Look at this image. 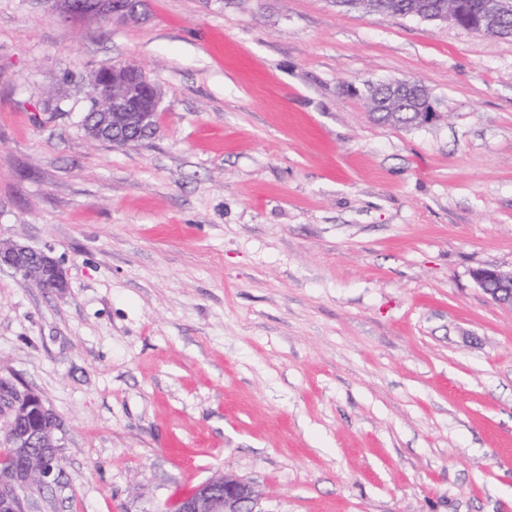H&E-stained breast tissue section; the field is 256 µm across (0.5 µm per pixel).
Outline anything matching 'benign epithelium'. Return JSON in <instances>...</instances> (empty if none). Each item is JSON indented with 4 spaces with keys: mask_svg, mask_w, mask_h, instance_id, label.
Segmentation results:
<instances>
[{
    "mask_svg": "<svg viewBox=\"0 0 512 512\" xmlns=\"http://www.w3.org/2000/svg\"><path fill=\"white\" fill-rule=\"evenodd\" d=\"M63 13L78 19L94 16L104 21L138 23L146 17L147 0H64ZM481 13L486 33L507 26L512 0H482ZM374 102H383L389 112L406 110L411 95L419 96L416 121L429 125L437 121L432 99L412 80H394L368 86ZM92 118L87 135L96 141L112 133V143L132 145L148 139L156 129L161 92L147 74L122 63L103 64L93 73ZM7 267L23 278L53 293L66 288L63 271L55 258L44 251L13 242H0V269ZM472 277L491 298L512 306V271L496 267L477 268ZM0 414L6 417L0 428V444L9 448H44L47 454L26 455L25 466L0 474V512H30L29 497L23 493L39 480L44 487L57 482L61 438L57 415L41 396L23 383H0ZM173 512H266L262 497L253 484L233 474H219L194 491L175 500Z\"/></svg>",
    "mask_w": 512,
    "mask_h": 512,
    "instance_id": "7a95c632",
    "label": "benign epithelium"
}]
</instances>
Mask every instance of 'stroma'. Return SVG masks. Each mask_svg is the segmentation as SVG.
I'll return each instance as SVG.
<instances>
[{"instance_id": "35a3bbf8", "label": "stroma", "mask_w": 512, "mask_h": 512, "mask_svg": "<svg viewBox=\"0 0 512 512\" xmlns=\"http://www.w3.org/2000/svg\"><path fill=\"white\" fill-rule=\"evenodd\" d=\"M0 0V380L58 416L37 512H166L215 474L266 512H512V38L333 0ZM155 134L82 126L105 62ZM419 81L441 117L374 120ZM63 13L69 18L78 19L94 16L100 20H119L125 23H138L146 17L145 0H66ZM92 89V118L86 127L91 139L132 145L152 137L161 92L144 71L122 63L103 64L93 73ZM111 125L112 141L105 138ZM369 95L372 97L375 106L379 101L387 106V109L381 110L385 112H403L406 111L408 100L412 94L419 96V107L417 108V118L414 112H404L401 116L392 120L388 113L372 112V116L376 121L381 123H391L395 125L410 126L416 121L419 126L429 125L437 121L440 113L437 112L432 99L421 92V87L412 80H394L381 82L379 85L372 84L367 86ZM7 267L40 288L53 293L66 288L63 271L55 258L44 251L13 242H0V269ZM472 277L494 301L512 306V271L506 272L496 267L477 268L472 271Z\"/></svg>"}]
</instances>
